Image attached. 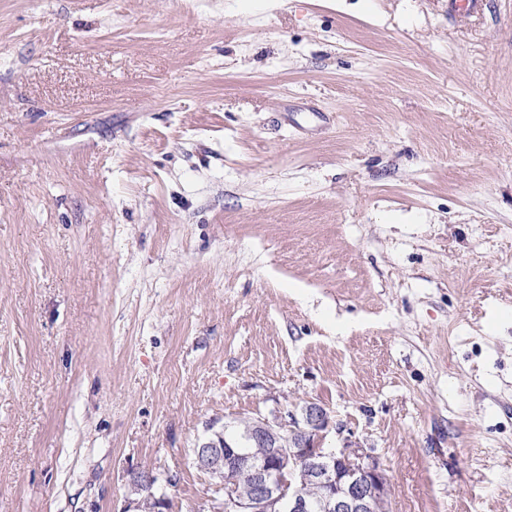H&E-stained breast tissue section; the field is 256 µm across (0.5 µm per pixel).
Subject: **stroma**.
<instances>
[{
  "label": "stroma",
  "mask_w": 512,
  "mask_h": 512,
  "mask_svg": "<svg viewBox=\"0 0 512 512\" xmlns=\"http://www.w3.org/2000/svg\"><path fill=\"white\" fill-rule=\"evenodd\" d=\"M510 224L512 0H0V512H191L309 401L512 512Z\"/></svg>",
  "instance_id": "35a3bbf8"
}]
</instances>
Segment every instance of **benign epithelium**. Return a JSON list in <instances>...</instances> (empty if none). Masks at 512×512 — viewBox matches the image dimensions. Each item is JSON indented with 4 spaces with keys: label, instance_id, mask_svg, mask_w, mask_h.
I'll list each match as a JSON object with an SVG mask.
<instances>
[{
    "label": "benign epithelium",
    "instance_id": "obj_1",
    "mask_svg": "<svg viewBox=\"0 0 512 512\" xmlns=\"http://www.w3.org/2000/svg\"><path fill=\"white\" fill-rule=\"evenodd\" d=\"M334 428L330 409L308 401L297 409L249 418L244 437L254 452L237 451L218 431L193 449V463L215 479H223L226 469L246 479L242 488L224 485L217 512H309V487L320 490L325 512H389L390 490L379 463L358 443L325 447ZM157 481L149 470L132 471L128 486L140 495Z\"/></svg>",
    "mask_w": 512,
    "mask_h": 512
}]
</instances>
